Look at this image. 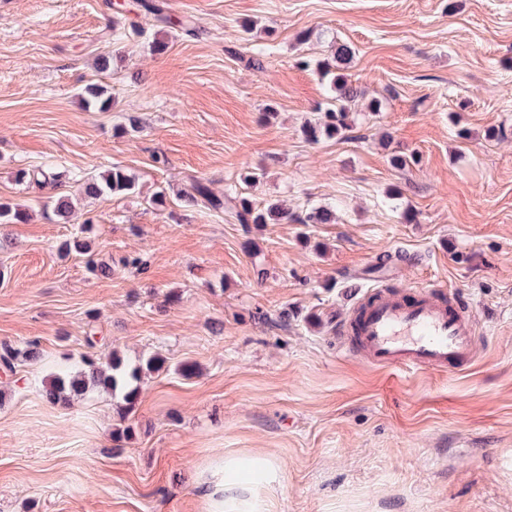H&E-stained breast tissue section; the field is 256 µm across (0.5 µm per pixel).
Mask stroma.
I'll list each match as a JSON object with an SVG mask.
<instances>
[{"mask_svg": "<svg viewBox=\"0 0 512 512\" xmlns=\"http://www.w3.org/2000/svg\"><path fill=\"white\" fill-rule=\"evenodd\" d=\"M161 2L203 36L137 0H0V200L28 214L0 224V344L41 352L0 372V512H205L199 475L252 453L280 467L269 512H512V0ZM335 41L364 96L350 131L311 141L329 96L313 64ZM91 83L110 111L84 110ZM115 166L135 193L67 182L66 224L50 189L17 180ZM195 179L336 220L241 224L190 205ZM86 223L90 255L61 256ZM135 255L143 268L125 266ZM381 284L455 289L482 336L471 363L398 370L342 350L337 326ZM112 351L166 360L119 442L110 394L44 396ZM152 0H140L139 6L142 7L147 13L152 14L157 23H159L162 28H175L178 27L181 31H184L187 35H192L199 37L200 29L192 25L190 21L187 20H173L170 15H167L163 12V9Z\"/></svg>", "mask_w": 512, "mask_h": 512, "instance_id": "35a3bbf8", "label": "stroma"}]
</instances>
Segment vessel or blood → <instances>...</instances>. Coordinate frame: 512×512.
<instances>
[{
    "instance_id": "b4317fda",
    "label": "vessel or blood",
    "mask_w": 512,
    "mask_h": 512,
    "mask_svg": "<svg viewBox=\"0 0 512 512\" xmlns=\"http://www.w3.org/2000/svg\"><path fill=\"white\" fill-rule=\"evenodd\" d=\"M344 333L381 368H455L473 358L480 340L474 318L456 292L435 289L422 290L411 304L372 290Z\"/></svg>"
}]
</instances>
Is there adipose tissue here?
Returning <instances> with one entry per match:
<instances>
[{
    "mask_svg": "<svg viewBox=\"0 0 512 512\" xmlns=\"http://www.w3.org/2000/svg\"><path fill=\"white\" fill-rule=\"evenodd\" d=\"M279 467L267 456H227L198 484L207 512H268L279 483Z\"/></svg>",
    "mask_w": 512,
    "mask_h": 512,
    "instance_id": "obj_1",
    "label": "adipose tissue"
}]
</instances>
